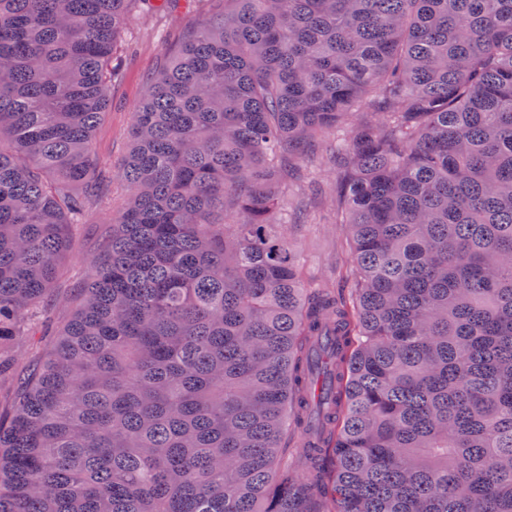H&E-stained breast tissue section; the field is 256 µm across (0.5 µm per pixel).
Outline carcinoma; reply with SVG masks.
I'll use <instances>...</instances> for the list:
<instances>
[{
	"mask_svg": "<svg viewBox=\"0 0 512 512\" xmlns=\"http://www.w3.org/2000/svg\"><path fill=\"white\" fill-rule=\"evenodd\" d=\"M179 7L110 171L128 18ZM323 141L340 288L284 204ZM4 382L0 512H512V0H0ZM108 224H79L74 230L70 249L62 263L61 270L54 288L51 290L43 313L51 321L54 330L67 313L54 307L57 298L68 296L71 301L75 299L74 290L84 273L87 263L98 252V243L102 230Z\"/></svg>",
	"mask_w": 512,
	"mask_h": 512,
	"instance_id": "cac0c4a2",
	"label": "carcinoma"
}]
</instances>
